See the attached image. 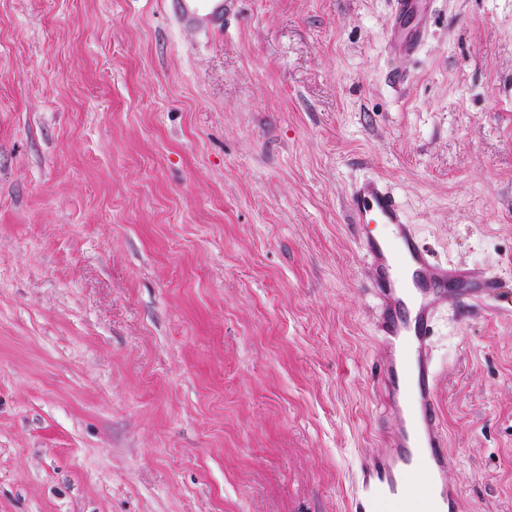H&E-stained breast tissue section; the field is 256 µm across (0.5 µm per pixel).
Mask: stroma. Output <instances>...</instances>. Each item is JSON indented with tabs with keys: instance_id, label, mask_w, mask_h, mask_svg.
<instances>
[{
	"instance_id": "stroma-1",
	"label": "stroma",
	"mask_w": 512,
	"mask_h": 512,
	"mask_svg": "<svg viewBox=\"0 0 512 512\" xmlns=\"http://www.w3.org/2000/svg\"><path fill=\"white\" fill-rule=\"evenodd\" d=\"M0 0V512H347L382 350L347 205L480 269L432 338L459 512H512V0ZM177 21L188 28L215 30L224 27L226 3L229 0H164Z\"/></svg>"
}]
</instances>
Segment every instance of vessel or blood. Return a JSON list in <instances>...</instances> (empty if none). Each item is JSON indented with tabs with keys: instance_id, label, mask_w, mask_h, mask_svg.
I'll list each match as a JSON object with an SVG mask.
<instances>
[{
	"instance_id": "1",
	"label": "vessel or blood",
	"mask_w": 512,
	"mask_h": 512,
	"mask_svg": "<svg viewBox=\"0 0 512 512\" xmlns=\"http://www.w3.org/2000/svg\"><path fill=\"white\" fill-rule=\"evenodd\" d=\"M167 2L185 27L224 25L227 0ZM348 203L360 226V250L373 271L375 328L383 352L377 378L387 419L381 430L384 449L362 459L349 512H458L435 392L433 328L448 298L490 295L494 286L475 269L434 262L382 180L356 182ZM374 224L383 225V232H371Z\"/></svg>"
}]
</instances>
